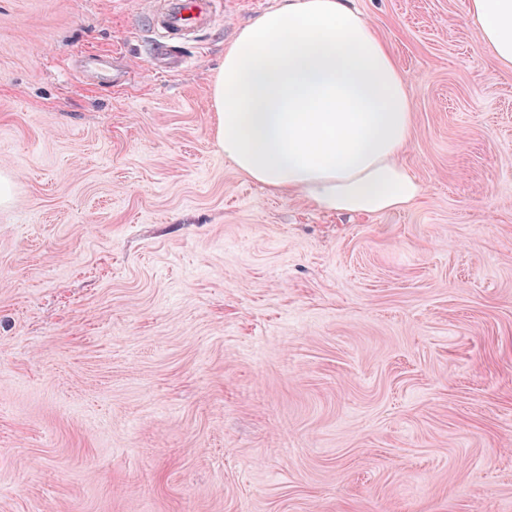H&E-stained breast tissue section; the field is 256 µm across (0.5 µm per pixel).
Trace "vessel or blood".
<instances>
[{
	"mask_svg": "<svg viewBox=\"0 0 512 512\" xmlns=\"http://www.w3.org/2000/svg\"><path fill=\"white\" fill-rule=\"evenodd\" d=\"M210 21V0H163L162 8L149 15L150 29L159 30L165 36L157 48L161 60L176 61L179 54L173 46L180 36L208 26Z\"/></svg>",
	"mask_w": 512,
	"mask_h": 512,
	"instance_id": "obj_1",
	"label": "vessel or blood"
}]
</instances>
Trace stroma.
<instances>
[{"label": "stroma", "instance_id": "stroma-1", "mask_svg": "<svg viewBox=\"0 0 512 512\" xmlns=\"http://www.w3.org/2000/svg\"><path fill=\"white\" fill-rule=\"evenodd\" d=\"M276 2L161 74L151 0H0V512H512V69L466 0H356L424 194L331 214L214 146Z\"/></svg>", "mask_w": 512, "mask_h": 512}]
</instances>
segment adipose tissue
<instances>
[{
  "instance_id": "obj_1",
  "label": "adipose tissue",
  "mask_w": 512,
  "mask_h": 512,
  "mask_svg": "<svg viewBox=\"0 0 512 512\" xmlns=\"http://www.w3.org/2000/svg\"><path fill=\"white\" fill-rule=\"evenodd\" d=\"M491 60L512 69V0H468ZM213 137L244 176L318 209L375 215L424 188L400 154L412 99L352 0H278L239 29L213 76Z\"/></svg>"
}]
</instances>
